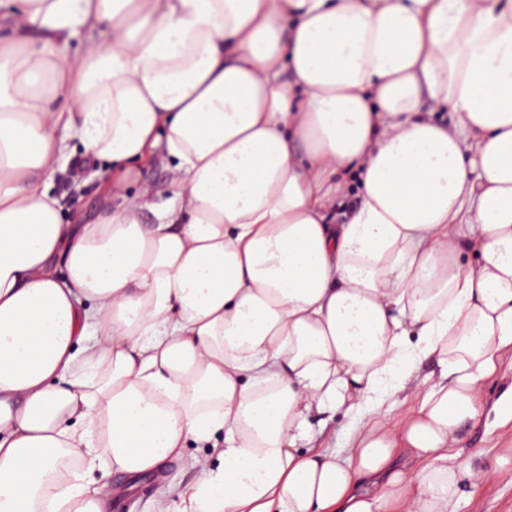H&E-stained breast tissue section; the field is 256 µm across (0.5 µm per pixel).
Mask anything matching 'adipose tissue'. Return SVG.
I'll return each instance as SVG.
<instances>
[{"label": "adipose tissue", "mask_w": 512, "mask_h": 512, "mask_svg": "<svg viewBox=\"0 0 512 512\" xmlns=\"http://www.w3.org/2000/svg\"><path fill=\"white\" fill-rule=\"evenodd\" d=\"M7 2L0 512H108L191 440L158 512H454L499 477L458 444L512 361V0ZM62 129L112 165L88 224ZM67 144L69 156L60 162L49 181V193L59 200L63 223H90L101 212L118 204L117 199L107 196L104 189L112 177V171L105 162L96 166L82 164V168L75 167L81 161L80 143L70 138ZM167 161L159 154H155L142 166V177L151 181L158 190L154 196L153 203L162 206L168 200L171 192L168 188V173L166 170ZM310 422L314 431H319L324 426L320 437L324 446L331 449L341 448L344 445L346 434L353 426L351 418L333 412L314 414Z\"/></svg>", "instance_id": "ef3b65f1"}]
</instances>
